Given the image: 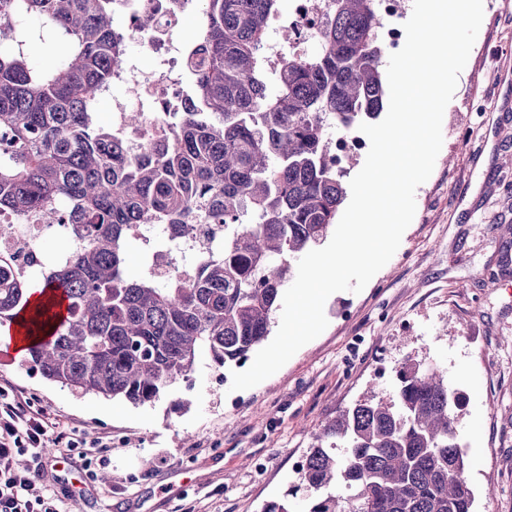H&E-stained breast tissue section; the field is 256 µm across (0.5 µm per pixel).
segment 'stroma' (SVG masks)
<instances>
[{"mask_svg":"<svg viewBox=\"0 0 512 512\" xmlns=\"http://www.w3.org/2000/svg\"><path fill=\"white\" fill-rule=\"evenodd\" d=\"M483 4L399 248L361 292L327 299V328L274 375L235 391L231 370L202 366L136 407L0 359V390L109 446L100 459L43 452L41 484L59 512H262L282 499L304 512L297 468L313 433L389 397L407 359L440 366L466 396L456 427L475 512H512V0Z\"/></svg>","mask_w":512,"mask_h":512,"instance_id":"1","label":"stroma"}]
</instances>
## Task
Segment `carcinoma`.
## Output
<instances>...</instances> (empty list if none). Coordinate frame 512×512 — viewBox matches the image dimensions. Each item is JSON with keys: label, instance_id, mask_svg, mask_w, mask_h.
Masks as SVG:
<instances>
[{"label": "carcinoma", "instance_id": "obj_1", "mask_svg": "<svg viewBox=\"0 0 512 512\" xmlns=\"http://www.w3.org/2000/svg\"><path fill=\"white\" fill-rule=\"evenodd\" d=\"M115 0H0V211L73 224L38 278L0 254V326L29 341L24 362L50 383L134 406L197 371L243 364L271 333L292 264L336 224L347 188L327 133L379 118L386 61L378 0H331L318 48L269 65L265 41L282 0H202L206 50L186 59L192 95L164 138L131 154L127 131L96 121L102 90L130 38ZM63 42L52 64L34 41ZM141 224L224 242L191 276L157 248L164 280L131 276ZM389 401L342 411L314 434L299 466L306 512H472L455 421L464 395L437 367L405 361ZM344 452L336 454L337 442Z\"/></svg>", "mask_w": 512, "mask_h": 512}]
</instances>
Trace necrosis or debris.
<instances>
[{
    "mask_svg": "<svg viewBox=\"0 0 512 512\" xmlns=\"http://www.w3.org/2000/svg\"><path fill=\"white\" fill-rule=\"evenodd\" d=\"M199 9L200 0H121L118 18L135 42L157 56L160 68L142 76L131 69L121 74V84L133 86L135 97L130 101H114L116 115L137 110L143 116L144 126L158 135L166 129L160 119L161 114L181 111L191 94V86L182 67L188 44L180 39L179 34L184 19L198 13ZM329 11L330 0H293L291 8L277 19L271 30L266 48L269 62L276 65L284 57L279 35L290 34V44L295 48L316 44ZM144 13L155 18L154 26L146 31L139 27V17ZM71 234V227L67 224H34L7 213L0 214V252L13 255L21 270L31 274L48 263L38 248L39 242Z\"/></svg>",
    "mask_w": 512,
    "mask_h": 512,
    "instance_id": "obj_1",
    "label": "necrosis or debris"
}]
</instances>
